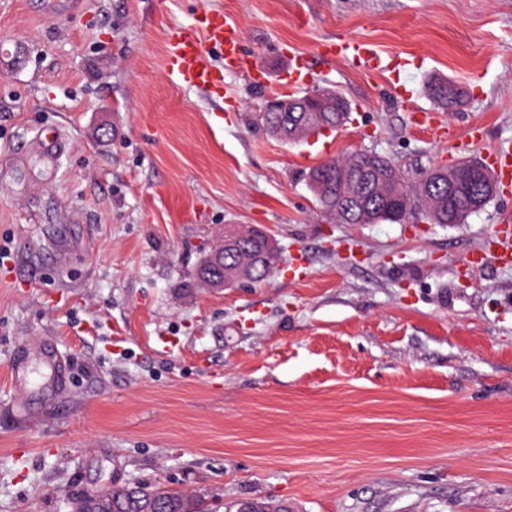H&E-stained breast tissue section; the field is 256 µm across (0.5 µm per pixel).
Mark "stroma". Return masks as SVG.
<instances>
[{"label":"stroma","mask_w":512,"mask_h":512,"mask_svg":"<svg viewBox=\"0 0 512 512\" xmlns=\"http://www.w3.org/2000/svg\"><path fill=\"white\" fill-rule=\"evenodd\" d=\"M0 0V512L164 483L297 512H512V264L500 190L461 224H332L307 183L355 151L408 178L512 153V0ZM247 70L172 81L201 9ZM365 38L400 81L322 58ZM300 52L347 122L287 145L256 123ZM461 86L439 110L428 83ZM62 151L45 164L38 131ZM274 234L259 284L193 285L224 225ZM484 255L480 267L468 260Z\"/></svg>","instance_id":"35a3bbf8"}]
</instances>
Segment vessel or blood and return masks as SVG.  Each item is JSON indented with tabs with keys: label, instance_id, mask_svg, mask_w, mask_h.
<instances>
[{
	"label": "vessel or blood",
	"instance_id": "1",
	"mask_svg": "<svg viewBox=\"0 0 512 512\" xmlns=\"http://www.w3.org/2000/svg\"><path fill=\"white\" fill-rule=\"evenodd\" d=\"M167 67L177 84L209 92L221 85L224 74L241 69L244 65L239 34L222 14L202 10L195 23L175 26L167 33ZM218 52L224 59L223 68H216L211 52ZM327 54L353 66L376 72L388 70L399 75L406 67L404 61H383L376 47L365 40H347L326 48Z\"/></svg>",
	"mask_w": 512,
	"mask_h": 512
}]
</instances>
